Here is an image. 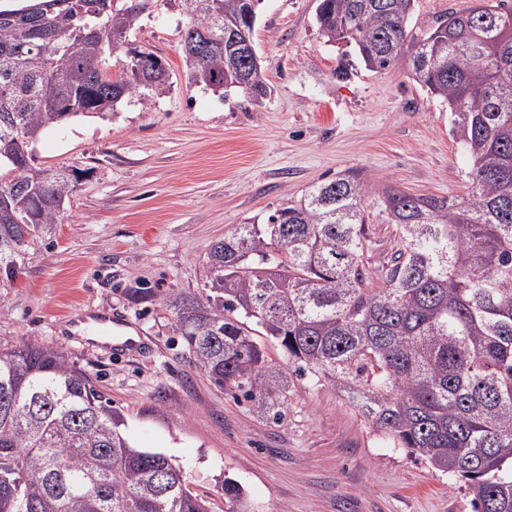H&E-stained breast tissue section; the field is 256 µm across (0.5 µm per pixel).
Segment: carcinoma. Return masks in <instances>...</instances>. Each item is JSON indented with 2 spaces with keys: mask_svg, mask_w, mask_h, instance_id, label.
Masks as SVG:
<instances>
[{
  "mask_svg": "<svg viewBox=\"0 0 512 512\" xmlns=\"http://www.w3.org/2000/svg\"><path fill=\"white\" fill-rule=\"evenodd\" d=\"M153 0L0 3V283L52 232L80 179L36 168L29 149L69 117L169 87L166 63L131 52L104 68ZM188 79L222 96L263 68L234 48L224 0H180ZM414 0H318L327 44L364 66L402 60L448 103L473 161L465 197L379 190L357 169L322 180L264 224H237L204 257L206 288L165 305L213 384L278 422L291 376L333 386L393 447L464 484L474 512H512V3L478 0L403 52ZM380 201L400 242L380 284L363 274L362 202ZM276 343L292 373L269 360ZM121 413L68 354L39 340L0 345V512H215L161 452L134 446ZM225 512H253L224 479Z\"/></svg>",
  "mask_w": 512,
  "mask_h": 512,
  "instance_id": "1",
  "label": "carcinoma"
}]
</instances>
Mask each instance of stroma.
<instances>
[{"instance_id": "1", "label": "stroma", "mask_w": 512, "mask_h": 512, "mask_svg": "<svg viewBox=\"0 0 512 512\" xmlns=\"http://www.w3.org/2000/svg\"><path fill=\"white\" fill-rule=\"evenodd\" d=\"M475 0H415L407 29L423 38L437 19ZM317 0H261L252 39L271 89L218 98L189 84L181 55L188 18L155 0L123 48L165 60L168 91L143 106L123 100L107 119L71 118L33 147L36 166L84 176L64 218L33 245L22 275L0 288V342L37 339L67 352L117 407L141 448L179 465L190 489L223 502L239 481L255 512H472L460 483L392 447L314 376L295 378L274 424L214 386L173 328L160 297L206 282L210 243L234 225L265 223L315 183L354 168L376 187L466 195L472 161L450 134L449 108L404 63L336 76L341 45L322 39ZM362 207L370 237L363 270L380 277L398 240L378 195ZM152 288L156 297L132 294ZM125 313L149 350L117 355L89 345L77 319Z\"/></svg>"}]
</instances>
